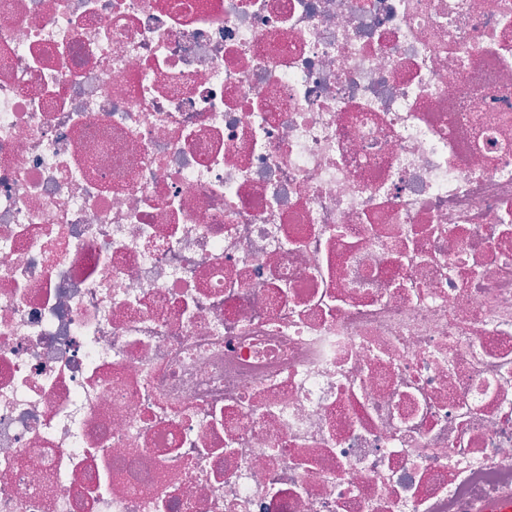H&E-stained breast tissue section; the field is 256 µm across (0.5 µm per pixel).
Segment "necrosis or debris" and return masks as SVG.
Wrapping results in <instances>:
<instances>
[{"label":"necrosis or debris","instance_id":"obj_1","mask_svg":"<svg viewBox=\"0 0 512 512\" xmlns=\"http://www.w3.org/2000/svg\"><path fill=\"white\" fill-rule=\"evenodd\" d=\"M512 497V0H0V512Z\"/></svg>","mask_w":512,"mask_h":512}]
</instances>
